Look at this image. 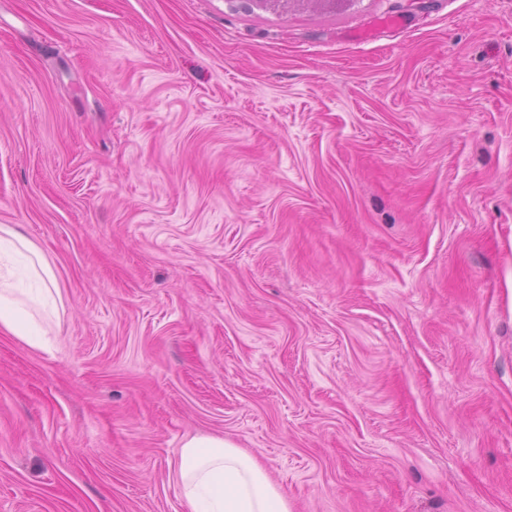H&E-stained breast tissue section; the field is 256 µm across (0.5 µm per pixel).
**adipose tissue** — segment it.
Listing matches in <instances>:
<instances>
[{
  "instance_id": "obj_1",
  "label": "adipose tissue",
  "mask_w": 512,
  "mask_h": 512,
  "mask_svg": "<svg viewBox=\"0 0 512 512\" xmlns=\"http://www.w3.org/2000/svg\"><path fill=\"white\" fill-rule=\"evenodd\" d=\"M0 330L41 347L61 293L50 260L11 226L0 225ZM177 481L189 512H289L288 502L255 460L221 436L187 440Z\"/></svg>"
}]
</instances>
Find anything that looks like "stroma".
I'll return each instance as SVG.
<instances>
[{"mask_svg": "<svg viewBox=\"0 0 512 512\" xmlns=\"http://www.w3.org/2000/svg\"><path fill=\"white\" fill-rule=\"evenodd\" d=\"M0 0V512H188L183 443L289 512H512V0ZM356 0H239L246 8L272 9L282 12L301 9L305 7L331 9H346L355 3ZM2 263L10 265L2 274ZM61 293L50 260L11 226L0 225V330L41 347L59 312Z\"/></svg>", "mask_w": 512, "mask_h": 512, "instance_id": "obj_1", "label": "stroma"}]
</instances>
